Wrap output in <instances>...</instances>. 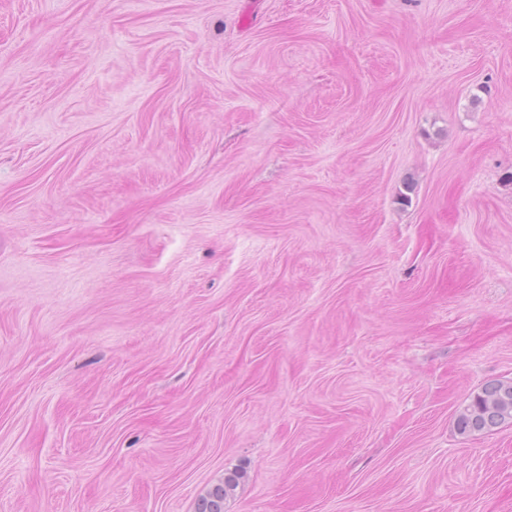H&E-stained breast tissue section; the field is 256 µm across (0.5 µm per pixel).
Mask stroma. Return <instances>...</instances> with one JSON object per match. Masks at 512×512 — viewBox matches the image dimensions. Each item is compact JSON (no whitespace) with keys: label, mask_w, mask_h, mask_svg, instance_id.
I'll return each mask as SVG.
<instances>
[{"label":"stroma","mask_w":512,"mask_h":512,"mask_svg":"<svg viewBox=\"0 0 512 512\" xmlns=\"http://www.w3.org/2000/svg\"><path fill=\"white\" fill-rule=\"evenodd\" d=\"M512 0H0V512H512ZM504 424H512L511 380L486 383L456 418V428L462 435L490 432ZM242 475L231 472L202 495L198 512H224V500L238 487Z\"/></svg>","instance_id":"stroma-1"}]
</instances>
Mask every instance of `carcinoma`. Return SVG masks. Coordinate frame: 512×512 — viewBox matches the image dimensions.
Returning <instances> with one entry per match:
<instances>
[{
    "label": "carcinoma",
    "instance_id": "cac0c4a2",
    "mask_svg": "<svg viewBox=\"0 0 512 512\" xmlns=\"http://www.w3.org/2000/svg\"><path fill=\"white\" fill-rule=\"evenodd\" d=\"M512 424V381L486 383L461 409L456 428L462 435L490 432ZM242 475L231 472L202 495L198 512H224V500L238 487Z\"/></svg>",
    "mask_w": 512,
    "mask_h": 512
}]
</instances>
